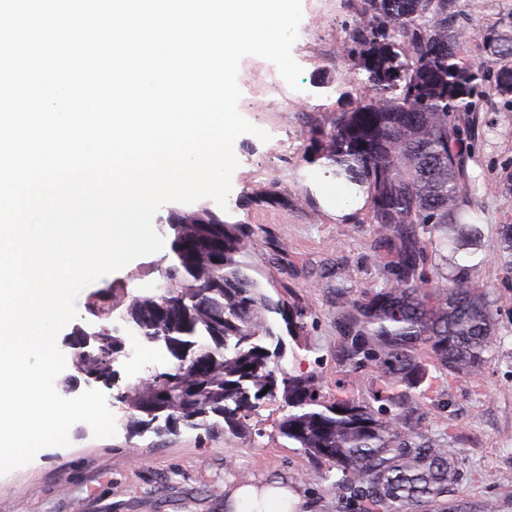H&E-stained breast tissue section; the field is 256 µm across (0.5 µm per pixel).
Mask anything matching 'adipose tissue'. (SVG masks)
I'll list each match as a JSON object with an SVG mask.
<instances>
[{
    "label": "adipose tissue",
    "instance_id": "obj_1",
    "mask_svg": "<svg viewBox=\"0 0 512 512\" xmlns=\"http://www.w3.org/2000/svg\"><path fill=\"white\" fill-rule=\"evenodd\" d=\"M225 507L227 512H301V497L281 482H243L228 491Z\"/></svg>",
    "mask_w": 512,
    "mask_h": 512
}]
</instances>
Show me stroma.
I'll list each match as a JSON object with an SVG mask.
<instances>
[{
	"label": "stroma",
	"mask_w": 512,
	"mask_h": 512,
	"mask_svg": "<svg viewBox=\"0 0 512 512\" xmlns=\"http://www.w3.org/2000/svg\"><path fill=\"white\" fill-rule=\"evenodd\" d=\"M358 4L302 0L305 34L292 48L303 69L299 89L280 84L277 68L262 58L241 61L239 112L269 139L247 133L235 140L239 166L224 214L227 222L246 225L243 260L266 293L301 302L313 314L303 336L285 339L282 373H314L329 397L348 379L338 356L337 289L355 296L390 276L376 248L372 203L337 216L315 188L333 176L311 159L314 140L330 130L337 113L366 95L343 48ZM455 10L465 30L458 51L465 63L484 56L491 33L512 28V0H456ZM472 102L457 123L462 185L479 235L434 249L426 234H417L419 270L436 286L448 274H467L494 302L499 342L479 380L449 384L430 368L423 423L456 457L465 502L475 508L495 499L499 512H512V498L503 496L512 491V250L497 244L502 226L512 224V94L489 80ZM160 260L157 253L138 258L86 286L76 301L77 324H92L89 294L114 281L134 291L148 288ZM141 351L114 363L115 380L105 390L115 435L97 438L86 424L74 425L69 446L41 449L27 465L0 475V512H225L228 488L243 480L288 482L302 497V512H347L328 480L311 478L305 450L280 434L281 397L264 399L236 435L224 429L202 436L182 426L160 437L134 432L117 395L135 387L147 369L169 366L151 346Z\"/></svg>",
	"instance_id": "1"
}]
</instances>
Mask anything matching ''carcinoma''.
<instances>
[{
  "label": "carcinoma",
  "instance_id": "obj_1",
  "mask_svg": "<svg viewBox=\"0 0 512 512\" xmlns=\"http://www.w3.org/2000/svg\"><path fill=\"white\" fill-rule=\"evenodd\" d=\"M448 5L360 0L344 51L364 72L369 96L336 115L317 150L333 175L372 191V221L391 254L384 284L355 298L336 289L345 328L340 360L353 373L370 371L368 397L330 398L313 374L278 378L281 331L303 335L312 313L265 294L241 260L245 226L201 202L173 223L162 219L168 264L150 291L110 284L85 303L97 345L85 346L75 332L71 361L88 384H111L112 365L126 354L123 335L111 327L113 308L129 317L127 334L170 360L116 397L131 427L158 435L180 424L236 432L259 401L279 392L288 407L280 434L304 448L315 477H323V463L333 466L338 500L368 502L377 512H466V502L450 496L457 462L422 425L420 386L426 355L450 381L481 375L497 341L493 301L463 273L429 288L408 227L420 226L445 247L478 233L460 188L456 113L471 111L493 68L498 90L512 93V33L492 37L487 58L462 64L463 33Z\"/></svg>",
  "mask_w": 512,
  "mask_h": 512
}]
</instances>
